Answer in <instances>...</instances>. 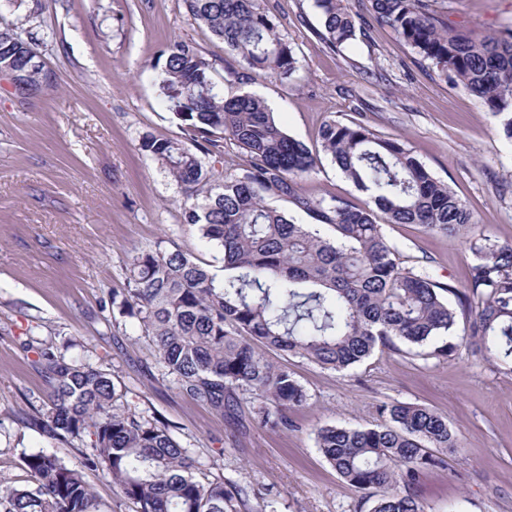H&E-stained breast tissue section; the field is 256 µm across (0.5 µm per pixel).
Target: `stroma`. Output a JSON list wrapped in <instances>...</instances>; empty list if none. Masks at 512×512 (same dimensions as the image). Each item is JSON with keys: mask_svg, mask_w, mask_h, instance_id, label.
I'll use <instances>...</instances> for the list:
<instances>
[{"mask_svg": "<svg viewBox=\"0 0 512 512\" xmlns=\"http://www.w3.org/2000/svg\"><path fill=\"white\" fill-rule=\"evenodd\" d=\"M278 23L299 64L289 78L241 69L222 40L188 21L182 0H22L5 22L41 36L51 87L23 99L0 80V478L31 485L24 458L39 450L78 462L89 438L58 441L20 420L47 388L35 362L54 351L112 378L122 403L155 418L198 461L197 476L246 488L241 512H369L318 451L317 429L380 423L397 400L444 415L457 433L447 466L426 473L416 494L428 512H512V373L468 347L446 359L426 348H377L336 372L266 350L308 394L289 428L257 423L248 398L218 413L177 389L138 323L112 312L138 250L178 247L219 271L223 250L184 223L183 195L140 149L144 135L179 139V121L158 99L167 46L193 40L224 76L223 92L263 98L286 132L321 149L325 122L358 121L401 139L472 213L473 235L512 243V145L463 86L440 78L367 0H345L356 37L339 51L320 38L315 0H257ZM448 23L481 34L512 28V0H446ZM312 195L362 206L367 197L329 157L301 182ZM403 266L465 287L471 253L463 238L419 224H383Z\"/></svg>", "mask_w": 512, "mask_h": 512, "instance_id": "1", "label": "stroma"}]
</instances>
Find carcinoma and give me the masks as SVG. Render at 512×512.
<instances>
[{
    "mask_svg": "<svg viewBox=\"0 0 512 512\" xmlns=\"http://www.w3.org/2000/svg\"><path fill=\"white\" fill-rule=\"evenodd\" d=\"M368 2L438 76L463 85L492 112L512 144V33L476 36L450 28L441 0ZM183 4L191 24L223 40L244 69L281 79L297 70L293 49L257 0ZM315 4L329 49L355 39L343 0ZM34 45L33 37L1 25L0 67H17ZM166 54L159 97L184 135L206 154L223 156L228 141L249 157L248 166L226 178L179 139L146 135L140 143L182 189L185 222L224 251L220 280L179 249L139 251L127 266L128 288L112 292V309L137 321L182 393L221 413L247 395L257 402L255 419L277 430L290 426L288 411L308 395L261 347L344 371L398 341L431 345L436 358L473 345L486 362L512 373V244L470 240L474 263L462 292L400 266L376 222L378 209L391 224H421L450 238L473 223L467 205L400 139L361 122L324 124L321 151L369 202L357 207L307 194L301 180L320 159L286 133L262 98L224 97L216 69L191 40L173 43ZM50 82L44 65H28L14 92L27 98ZM268 196L288 201L291 212L267 204ZM299 213L333 228L336 238L310 232L296 221ZM450 295L469 315L460 335ZM36 365L48 385L44 408L23 423L54 440L88 435L92 451L76 464L44 450L27 455L33 484L0 480V512H101L87 470L100 472L138 512H238L245 489H228L222 478L197 479L189 449L120 403L106 373L49 347ZM378 410L383 422L370 427H320L316 445L349 485L377 491L370 512H426L415 485L424 471L445 465L457 434L423 405L391 401Z\"/></svg>",
    "mask_w": 512,
    "mask_h": 512,
    "instance_id": "obj_1",
    "label": "carcinoma"
}]
</instances>
